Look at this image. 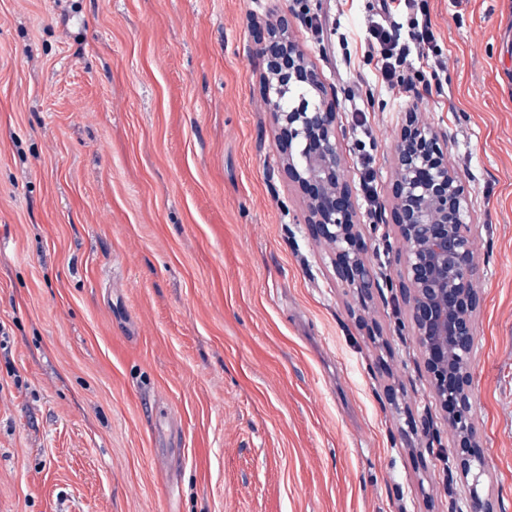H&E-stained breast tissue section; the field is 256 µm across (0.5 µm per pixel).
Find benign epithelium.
<instances>
[{
	"mask_svg": "<svg viewBox=\"0 0 512 512\" xmlns=\"http://www.w3.org/2000/svg\"><path fill=\"white\" fill-rule=\"evenodd\" d=\"M288 29V16H279L259 44L266 61L265 102L280 130L285 171L307 195L306 223L335 250L339 279L365 301L381 285L365 258L367 243L354 231L355 203L337 143L336 113L326 103L322 75ZM391 149L399 237L397 247L387 251L386 264L404 279L425 370L440 405L450 410L453 463L462 478L471 480L470 512H490L478 490L482 452L475 438L470 371L478 291L469 186L448 163L445 137L420 123L415 111Z\"/></svg>",
	"mask_w": 512,
	"mask_h": 512,
	"instance_id": "1",
	"label": "benign epithelium"
}]
</instances>
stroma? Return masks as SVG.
Returning <instances> with one entry per match:
<instances>
[{
	"label": "stroma",
	"instance_id": "obj_1",
	"mask_svg": "<svg viewBox=\"0 0 512 512\" xmlns=\"http://www.w3.org/2000/svg\"><path fill=\"white\" fill-rule=\"evenodd\" d=\"M445 94L375 92L381 213L412 105L468 182L472 394L492 512H512V0H428ZM375 0H0V512H465L454 432L400 287L337 277L283 171L267 22L345 112ZM348 39L347 53L336 48Z\"/></svg>",
	"mask_w": 512,
	"mask_h": 512
}]
</instances>
